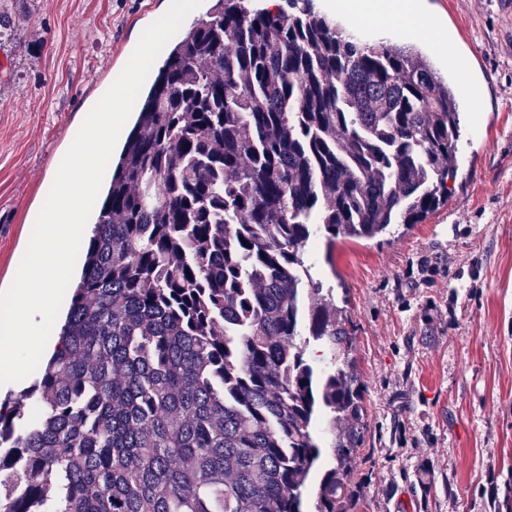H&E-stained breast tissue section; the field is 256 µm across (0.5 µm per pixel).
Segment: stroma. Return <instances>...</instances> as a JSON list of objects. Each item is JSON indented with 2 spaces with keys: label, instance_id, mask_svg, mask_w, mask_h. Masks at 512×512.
<instances>
[{
  "label": "stroma",
  "instance_id": "35a3bbf8",
  "mask_svg": "<svg viewBox=\"0 0 512 512\" xmlns=\"http://www.w3.org/2000/svg\"><path fill=\"white\" fill-rule=\"evenodd\" d=\"M467 32L484 87L445 207L372 241L319 242L313 277L345 290L369 429L359 512H512V17L429 0ZM170 0H6L0 39V293L13 282L76 127ZM430 487L420 492L421 477Z\"/></svg>",
  "mask_w": 512,
  "mask_h": 512
}]
</instances>
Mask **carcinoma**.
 <instances>
[{
    "label": "carcinoma",
    "instance_id": "obj_1",
    "mask_svg": "<svg viewBox=\"0 0 512 512\" xmlns=\"http://www.w3.org/2000/svg\"><path fill=\"white\" fill-rule=\"evenodd\" d=\"M286 2L217 0L166 49L53 354L0 401V512H357L354 330L305 248L445 206L463 101Z\"/></svg>",
    "mask_w": 512,
    "mask_h": 512
}]
</instances>
